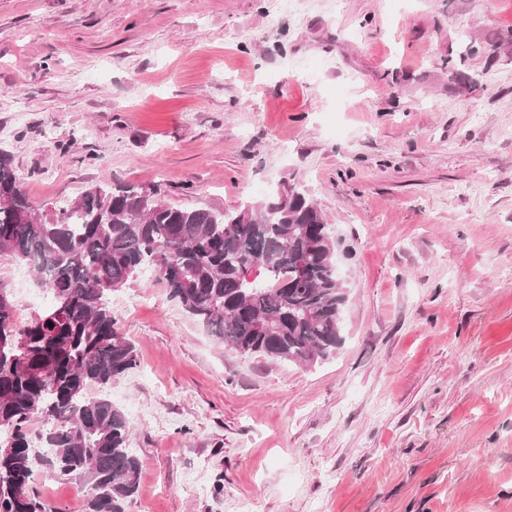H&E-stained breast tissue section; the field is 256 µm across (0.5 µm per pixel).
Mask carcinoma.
I'll return each mask as SVG.
<instances>
[{
  "label": "carcinoma",
  "instance_id": "cac0c4a2",
  "mask_svg": "<svg viewBox=\"0 0 512 512\" xmlns=\"http://www.w3.org/2000/svg\"><path fill=\"white\" fill-rule=\"evenodd\" d=\"M336 251L332 225L290 182L226 212L103 181L38 214L0 152V257L30 267L51 297L20 326L0 285V512H57L34 489L40 465L87 487L84 512H125L136 493L130 424L104 390L137 363L111 296L139 271L152 267L235 353L307 366L342 345ZM34 436L50 456L35 454Z\"/></svg>",
  "mask_w": 512,
  "mask_h": 512
}]
</instances>
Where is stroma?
Wrapping results in <instances>:
<instances>
[{
    "label": "stroma",
    "mask_w": 512,
    "mask_h": 512,
    "mask_svg": "<svg viewBox=\"0 0 512 512\" xmlns=\"http://www.w3.org/2000/svg\"><path fill=\"white\" fill-rule=\"evenodd\" d=\"M0 151L39 210L104 180L232 212L292 180L352 250L310 366L239 356L156 278L113 293L126 512H512V0H0ZM14 270L24 323L48 297Z\"/></svg>",
    "instance_id": "1"
}]
</instances>
